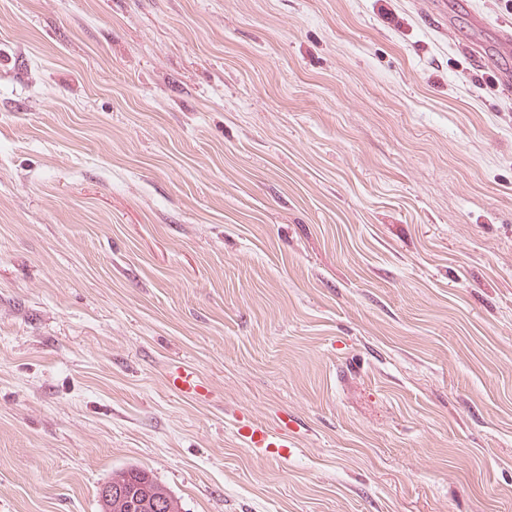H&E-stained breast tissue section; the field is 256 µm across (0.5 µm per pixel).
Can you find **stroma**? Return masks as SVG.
Returning <instances> with one entry per match:
<instances>
[{"mask_svg":"<svg viewBox=\"0 0 512 512\" xmlns=\"http://www.w3.org/2000/svg\"><path fill=\"white\" fill-rule=\"evenodd\" d=\"M447 2L0 0V512H512V11ZM167 385L170 390L181 395L194 396L200 390L199 379L197 375L188 369L177 368L167 378ZM240 437L247 448H251L256 453H271L270 448H276V452L280 454L283 448H288L285 440H279L272 436L267 430L260 426L250 425L239 429ZM112 484L122 486L128 495L132 494L133 499L137 498L140 503L135 512H155L154 506L159 501L167 504L171 512H180L177 499L170 491L160 484L149 472L137 466H130L114 471L112 482L102 487V497L105 501L112 502L111 512H129L124 508L123 500L117 501L112 497Z\"/></svg>","mask_w":512,"mask_h":512,"instance_id":"obj_1","label":"stroma"}]
</instances>
